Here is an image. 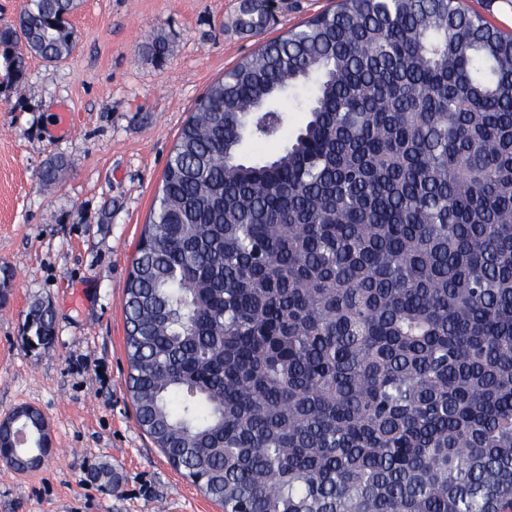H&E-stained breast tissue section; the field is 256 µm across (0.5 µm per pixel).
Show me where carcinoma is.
Here are the masks:
<instances>
[{"mask_svg": "<svg viewBox=\"0 0 512 512\" xmlns=\"http://www.w3.org/2000/svg\"><path fill=\"white\" fill-rule=\"evenodd\" d=\"M77 7L28 0L0 45L59 62ZM124 312L136 422L224 512H512V34L338 0L244 56L181 128Z\"/></svg>", "mask_w": 512, "mask_h": 512, "instance_id": "obj_1", "label": "carcinoma"}]
</instances>
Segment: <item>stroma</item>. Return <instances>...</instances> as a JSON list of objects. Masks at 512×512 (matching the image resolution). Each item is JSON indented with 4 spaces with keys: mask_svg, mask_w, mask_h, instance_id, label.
I'll list each match as a JSON object with an SVG mask.
<instances>
[{
    "mask_svg": "<svg viewBox=\"0 0 512 512\" xmlns=\"http://www.w3.org/2000/svg\"><path fill=\"white\" fill-rule=\"evenodd\" d=\"M333 4L272 0L258 36L236 24L246 0H81L70 57H26L18 84L0 57V267L12 272L0 300V416L31 405L52 429L39 470L0 463V512H223L135 421L124 289L196 100L262 40ZM156 39L160 60L148 50ZM53 160L65 171L46 188L39 173ZM41 303L53 310L47 347L26 329Z\"/></svg>",
    "mask_w": 512,
    "mask_h": 512,
    "instance_id": "1",
    "label": "stroma"
}]
</instances>
